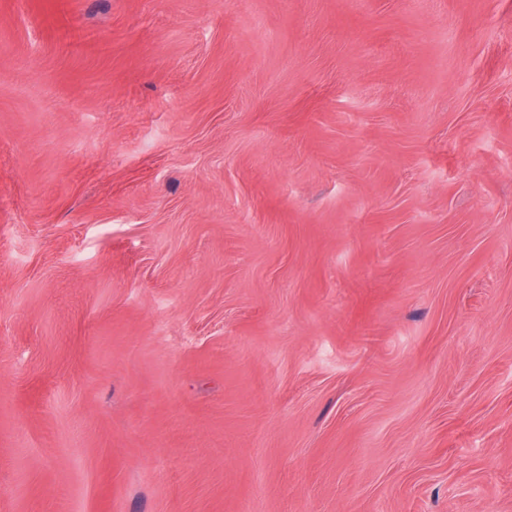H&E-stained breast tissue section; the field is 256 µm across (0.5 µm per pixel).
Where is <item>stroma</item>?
<instances>
[{
  "mask_svg": "<svg viewBox=\"0 0 512 512\" xmlns=\"http://www.w3.org/2000/svg\"><path fill=\"white\" fill-rule=\"evenodd\" d=\"M0 512H512V0H0Z\"/></svg>",
  "mask_w": 512,
  "mask_h": 512,
  "instance_id": "35a3bbf8",
  "label": "stroma"
}]
</instances>
